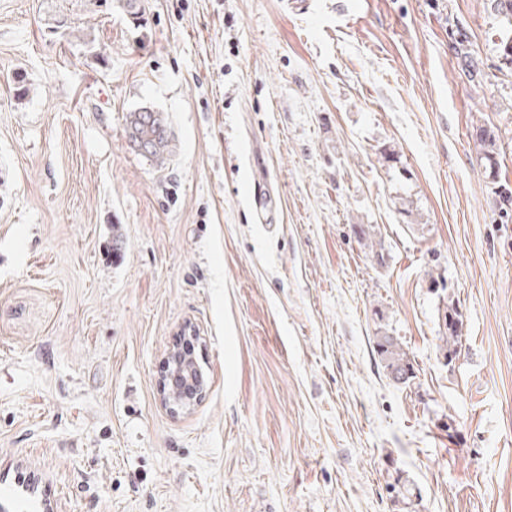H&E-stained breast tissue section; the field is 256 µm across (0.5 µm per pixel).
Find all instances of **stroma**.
<instances>
[{
  "mask_svg": "<svg viewBox=\"0 0 512 512\" xmlns=\"http://www.w3.org/2000/svg\"><path fill=\"white\" fill-rule=\"evenodd\" d=\"M503 32L489 0H0V478L48 512H512ZM187 326L208 385L176 416ZM454 57L460 70L470 78L483 71V61L471 48L464 35L459 34L454 41ZM130 141L138 143L145 154L162 165L168 154L169 139L162 115L153 110L132 112L128 118ZM471 137L479 146L481 160H484L485 169L489 171V177L495 179L500 167V153L497 147V136L493 130L483 126L473 128ZM462 324V313L456 304L448 303L443 315L444 331L438 339L440 341L439 348L449 364L460 355L462 350ZM375 345L377 354L383 364L385 371L390 377V374L397 373L402 377L401 381H393L399 384H406L413 376H408V373L413 375L414 365L409 356L397 338L389 335L376 336ZM195 375V367L190 360L174 351L169 352L160 377V392L165 406L176 411L200 402L205 395V383Z\"/></svg>",
  "mask_w": 512,
  "mask_h": 512,
  "instance_id": "1",
  "label": "stroma"
}]
</instances>
